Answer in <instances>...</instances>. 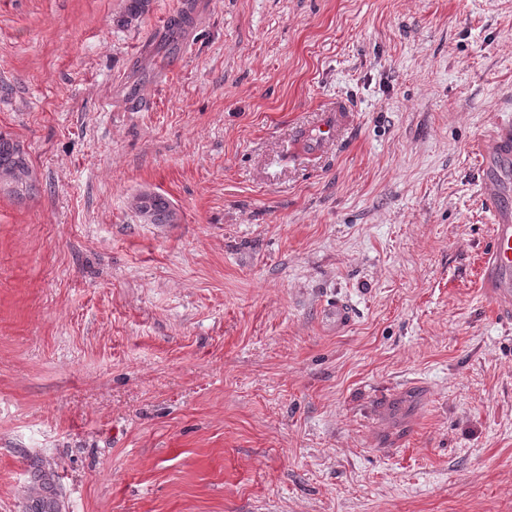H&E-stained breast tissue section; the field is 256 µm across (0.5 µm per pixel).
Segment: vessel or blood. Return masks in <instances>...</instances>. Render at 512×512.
Masks as SVG:
<instances>
[{"instance_id": "b4317fda", "label": "vessel or blood", "mask_w": 512, "mask_h": 512, "mask_svg": "<svg viewBox=\"0 0 512 512\" xmlns=\"http://www.w3.org/2000/svg\"><path fill=\"white\" fill-rule=\"evenodd\" d=\"M345 115L328 113L305 136L311 150L319 151L338 138ZM481 194L492 223V243L481 264V280L489 288L495 310L512 321V126L498 127L484 147Z\"/></svg>"}]
</instances>
